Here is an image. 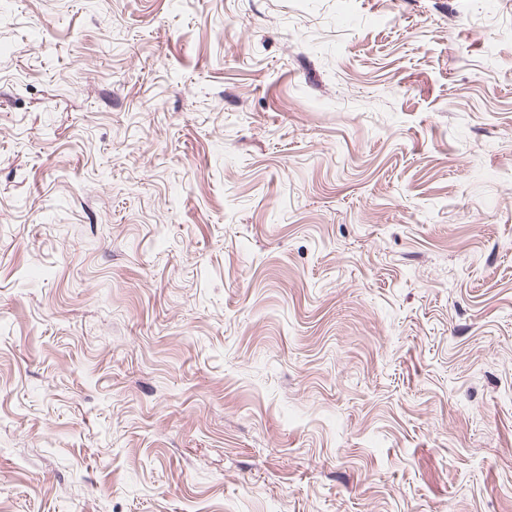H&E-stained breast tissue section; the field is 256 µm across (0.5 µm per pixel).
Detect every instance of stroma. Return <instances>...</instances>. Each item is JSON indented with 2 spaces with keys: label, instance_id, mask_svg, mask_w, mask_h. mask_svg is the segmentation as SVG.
<instances>
[{
  "label": "stroma",
  "instance_id": "1",
  "mask_svg": "<svg viewBox=\"0 0 512 512\" xmlns=\"http://www.w3.org/2000/svg\"><path fill=\"white\" fill-rule=\"evenodd\" d=\"M0 512H512V0H0Z\"/></svg>",
  "mask_w": 512,
  "mask_h": 512
}]
</instances>
